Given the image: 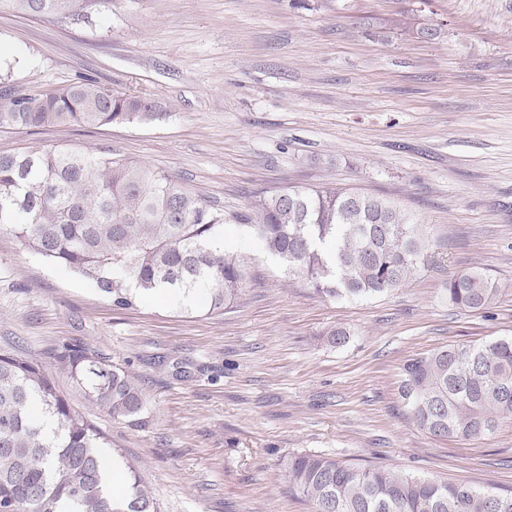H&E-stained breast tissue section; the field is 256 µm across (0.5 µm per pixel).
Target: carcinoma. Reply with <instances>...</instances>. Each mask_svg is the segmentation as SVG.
Here are the masks:
<instances>
[{
  "label": "carcinoma",
  "instance_id": "obj_1",
  "mask_svg": "<svg viewBox=\"0 0 512 512\" xmlns=\"http://www.w3.org/2000/svg\"><path fill=\"white\" fill-rule=\"evenodd\" d=\"M114 0H0V7L79 24L112 13ZM0 126L45 128L148 123L166 116L139 89L118 91L79 76L50 89L11 85ZM241 233L313 292L329 299L383 296L430 261L420 225L390 201L334 186L261 193L235 216ZM224 211L169 175L91 153L42 149L0 154V231L46 262L93 283L112 305L131 308L162 288L179 308L190 295L210 310L234 303L249 278L245 258L224 249ZM448 302L486 314L498 288L481 269L446 282ZM56 362L117 420L144 426L146 399L119 365L83 343H64ZM399 395L433 437L477 439L512 419V336L456 344L402 365ZM106 437L58 393L35 359L0 353V512H160L129 475L120 498L108 487ZM289 486L315 512H498L512 494L481 490L379 465L354 467L321 453L280 459Z\"/></svg>",
  "mask_w": 512,
  "mask_h": 512
}]
</instances>
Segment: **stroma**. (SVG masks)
<instances>
[{
	"instance_id": "obj_1",
	"label": "stroma",
	"mask_w": 512,
	"mask_h": 512,
	"mask_svg": "<svg viewBox=\"0 0 512 512\" xmlns=\"http://www.w3.org/2000/svg\"><path fill=\"white\" fill-rule=\"evenodd\" d=\"M114 11L64 25L0 8V55L26 59L23 89L85 75L145 90L164 119L0 128V153L107 152L169 174L223 209L248 285L221 312L160 296L118 309L2 231L0 351L41 361L161 512H313L278 464L300 452L512 490V420L482 439H437L399 396L406 359L512 336V0H116ZM427 25L438 38L419 36ZM322 184L414 217L431 263L384 297L335 301L238 234L254 195ZM476 267L499 288L486 316L444 291ZM333 326L345 346L326 342ZM72 341L129 371L145 427L113 419L58 369Z\"/></svg>"
}]
</instances>
